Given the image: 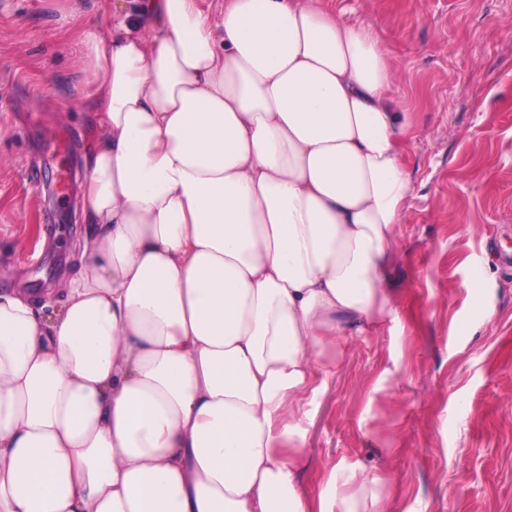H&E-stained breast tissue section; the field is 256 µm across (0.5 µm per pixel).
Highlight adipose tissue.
Here are the masks:
<instances>
[{"mask_svg": "<svg viewBox=\"0 0 512 512\" xmlns=\"http://www.w3.org/2000/svg\"><path fill=\"white\" fill-rule=\"evenodd\" d=\"M84 44L91 257L53 317L0 291V512H330L287 421L391 311L388 51L313 0H148Z\"/></svg>", "mask_w": 512, "mask_h": 512, "instance_id": "1", "label": "adipose tissue"}]
</instances>
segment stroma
I'll return each instance as SVG.
<instances>
[{
  "label": "stroma",
  "mask_w": 512,
  "mask_h": 512,
  "mask_svg": "<svg viewBox=\"0 0 512 512\" xmlns=\"http://www.w3.org/2000/svg\"><path fill=\"white\" fill-rule=\"evenodd\" d=\"M140 5L0 0V287L48 314L85 251L83 33ZM321 5L390 52L412 192L391 314L328 346L334 374L295 404L302 489L328 502L365 469L388 478L390 512H512V0Z\"/></svg>",
  "instance_id": "stroma-1"
}]
</instances>
